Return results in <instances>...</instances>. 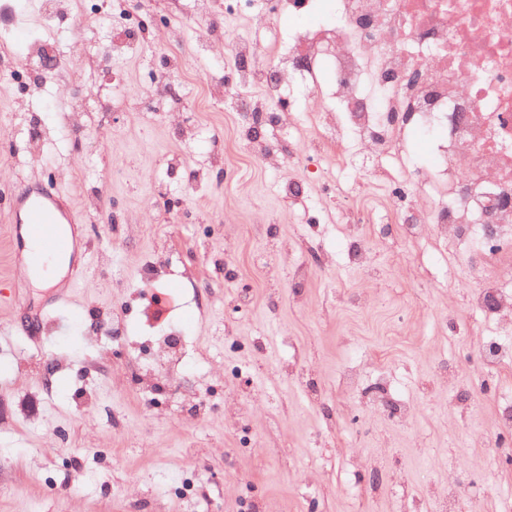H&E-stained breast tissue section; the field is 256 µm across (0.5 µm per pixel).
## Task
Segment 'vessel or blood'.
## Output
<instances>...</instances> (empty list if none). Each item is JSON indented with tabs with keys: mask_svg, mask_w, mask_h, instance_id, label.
<instances>
[{
	"mask_svg": "<svg viewBox=\"0 0 512 512\" xmlns=\"http://www.w3.org/2000/svg\"><path fill=\"white\" fill-rule=\"evenodd\" d=\"M25 222L31 238L39 245L43 255H61L68 251L70 242L58 227L60 220L69 213L56 200L32 191L25 199Z\"/></svg>",
	"mask_w": 512,
	"mask_h": 512,
	"instance_id": "obj_1",
	"label": "vessel or blood"
}]
</instances>
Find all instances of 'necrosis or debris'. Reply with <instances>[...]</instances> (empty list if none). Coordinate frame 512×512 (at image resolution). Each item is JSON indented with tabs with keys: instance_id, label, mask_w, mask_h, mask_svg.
Here are the masks:
<instances>
[{
	"instance_id": "necrosis-or-debris-1",
	"label": "necrosis or debris",
	"mask_w": 512,
	"mask_h": 512,
	"mask_svg": "<svg viewBox=\"0 0 512 512\" xmlns=\"http://www.w3.org/2000/svg\"><path fill=\"white\" fill-rule=\"evenodd\" d=\"M335 24L298 32L288 58L247 70L269 98L301 75L306 94L324 89L343 106L324 111L310 151L342 145L354 134L371 155L403 158L413 132L435 127L438 159L414 174L427 192L425 205L398 216L405 238L433 225L441 244L477 239L484 225L512 238V0H336ZM398 78L384 89L386 75ZM482 270L470 295L473 307L489 308L512 333V291L498 274L512 272V254L482 252Z\"/></svg>"
}]
</instances>
